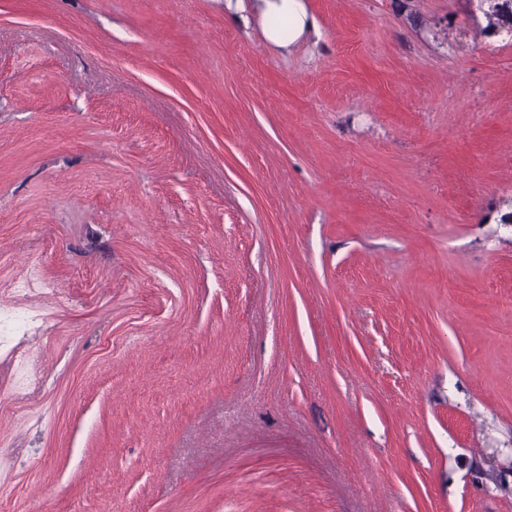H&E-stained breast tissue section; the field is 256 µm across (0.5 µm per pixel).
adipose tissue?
<instances>
[{"label":"adipose tissue","instance_id":"obj_1","mask_svg":"<svg viewBox=\"0 0 512 512\" xmlns=\"http://www.w3.org/2000/svg\"><path fill=\"white\" fill-rule=\"evenodd\" d=\"M254 6L263 19L266 40L277 47H289L318 29L302 0H255Z\"/></svg>","mask_w":512,"mask_h":512}]
</instances>
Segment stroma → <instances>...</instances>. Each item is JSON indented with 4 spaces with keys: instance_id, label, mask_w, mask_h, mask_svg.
<instances>
[{
    "instance_id": "35a3bbf8",
    "label": "stroma",
    "mask_w": 512,
    "mask_h": 512,
    "mask_svg": "<svg viewBox=\"0 0 512 512\" xmlns=\"http://www.w3.org/2000/svg\"><path fill=\"white\" fill-rule=\"evenodd\" d=\"M304 3L0 0L8 512H512V41ZM254 7L263 19L266 40L277 47L287 48L309 31L320 34L302 0H255Z\"/></svg>"
}]
</instances>
